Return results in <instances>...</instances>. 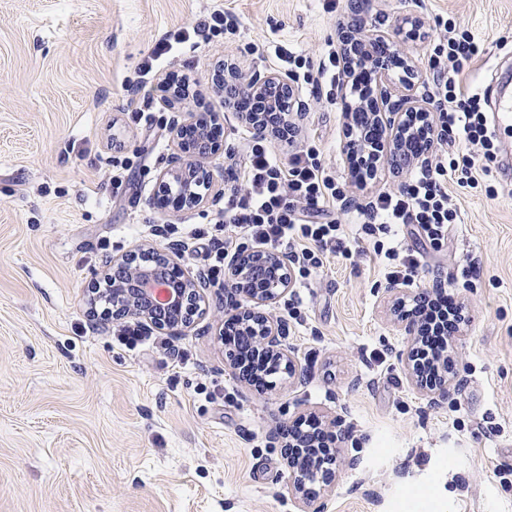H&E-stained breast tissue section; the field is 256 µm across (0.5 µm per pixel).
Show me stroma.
Listing matches in <instances>:
<instances>
[{
  "instance_id": "obj_1",
  "label": "stroma",
  "mask_w": 512,
  "mask_h": 512,
  "mask_svg": "<svg viewBox=\"0 0 512 512\" xmlns=\"http://www.w3.org/2000/svg\"><path fill=\"white\" fill-rule=\"evenodd\" d=\"M220 7L239 31L230 41L181 44L167 70L190 79L195 115H215L221 148L206 164L230 186L237 113L211 78L218 60L243 74L275 71L279 44L318 65L361 17L393 31L436 18L470 30L482 51L464 88L487 93L493 68L512 55V0H0V512H298L279 430L301 416L343 417L336 479L325 512H512V183L474 171L476 186L449 182L461 221L441 250L421 248L422 288L453 285L468 319L450 345L463 380L430 401L401 357L407 338L371 246L330 258L305 288L256 304L283 324L297 360L258 389L229 365L219 337L223 286L170 350L120 344L121 322L89 313L88 286L105 258L149 243L175 250L205 275L195 240L161 225L223 237V199L185 211L160 208L158 178L171 136L137 128L122 85L152 45ZM340 84L301 93L300 136L356 203L398 190L394 165L358 183L343 153ZM139 155L133 187L112 196L111 143Z\"/></svg>"
}]
</instances>
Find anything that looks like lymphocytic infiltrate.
<instances>
[{
	"label": "lymphocytic infiltrate",
	"mask_w": 512,
	"mask_h": 512,
	"mask_svg": "<svg viewBox=\"0 0 512 512\" xmlns=\"http://www.w3.org/2000/svg\"><path fill=\"white\" fill-rule=\"evenodd\" d=\"M440 38L429 59L435 73L431 98L439 105L436 142L440 147L427 167H409L407 181L395 193L382 192L367 207L353 205L335 173L325 168L319 149L308 140L287 132L274 137L251 134L243 149L234 184L224 194L223 241L207 240L217 259L261 248L288 255L298 283L318 276L328 255L351 256L348 225L329 215V207L344 217L361 219L363 234L373 237V251L385 263V277L396 284L415 286L422 270L415 251L385 246L384 235L393 225L410 224L423 245L441 249L448 227L458 214L448 199V182L472 185V171L488 168L497 159L494 133L488 126L478 93L462 91L459 75L481 52L474 35L455 30L436 19ZM235 17L224 10L211 11L194 24L167 31L152 47L139 68L140 79L125 84L129 96L139 95L169 63L177 45L197 38L210 41L218 35H236ZM285 142L286 151L275 149ZM418 307L423 318L419 357L425 363L446 357L450 340L464 322L461 306L449 294L427 297Z\"/></svg>",
	"instance_id": "1"
}]
</instances>
